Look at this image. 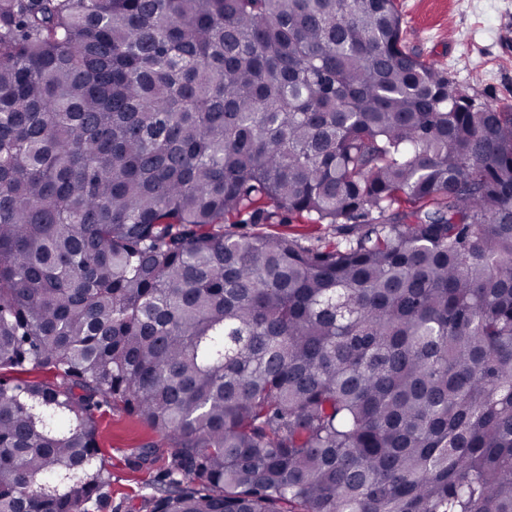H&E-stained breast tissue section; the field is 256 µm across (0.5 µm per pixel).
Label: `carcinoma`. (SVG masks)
<instances>
[{
  "instance_id": "cac0c4a2",
  "label": "carcinoma",
  "mask_w": 512,
  "mask_h": 512,
  "mask_svg": "<svg viewBox=\"0 0 512 512\" xmlns=\"http://www.w3.org/2000/svg\"><path fill=\"white\" fill-rule=\"evenodd\" d=\"M284 211L332 250L257 230ZM236 215L248 232L224 230ZM0 512H512V107L395 0H0ZM100 448L112 464L110 496L112 512H128L138 506L146 485L162 469L164 462L153 466L139 465L133 448L151 442L166 447V443L145 424L125 413L120 407H104L98 416Z\"/></svg>"
}]
</instances>
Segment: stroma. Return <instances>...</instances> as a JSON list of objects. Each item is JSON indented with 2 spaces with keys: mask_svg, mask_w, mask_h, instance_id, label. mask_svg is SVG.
Masks as SVG:
<instances>
[{
  "mask_svg": "<svg viewBox=\"0 0 512 512\" xmlns=\"http://www.w3.org/2000/svg\"><path fill=\"white\" fill-rule=\"evenodd\" d=\"M396 7L412 53L449 71L476 98L512 105V0H396ZM263 230L318 248L339 240L332 227L299 217L275 218ZM98 430L111 463L112 512H128L159 471L139 465L135 450L158 436L116 406L104 408Z\"/></svg>",
  "mask_w": 512,
  "mask_h": 512,
  "instance_id": "35a3bbf8",
  "label": "stroma"
}]
</instances>
